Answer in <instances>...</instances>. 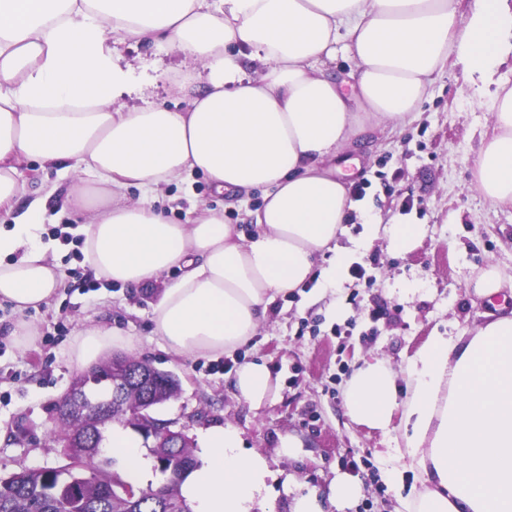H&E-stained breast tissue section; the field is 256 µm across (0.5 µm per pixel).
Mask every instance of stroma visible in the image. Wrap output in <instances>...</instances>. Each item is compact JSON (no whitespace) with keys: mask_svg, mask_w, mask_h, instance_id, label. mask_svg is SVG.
<instances>
[{"mask_svg":"<svg viewBox=\"0 0 512 512\" xmlns=\"http://www.w3.org/2000/svg\"><path fill=\"white\" fill-rule=\"evenodd\" d=\"M115 48L148 76L181 62L175 53L132 41ZM502 84L512 87L511 53L488 79L449 62L416 121L377 128L351 182L363 190L361 207L380 223L378 237L368 241L366 224L355 218L337 239L350 248L349 263L364 266L365 277L345 269L335 285L314 280L277 295L257 335L219 367L208 357L174 355L153 336L156 288L115 285L84 265L62 235L76 228L65 204L70 178L27 162L22 174L30 194L50 196L44 237L53 241L52 255L68 276L50 303L26 312L37 331L33 344L15 343L9 334L15 316L0 307V476L63 464L57 406L81 372L70 353L76 331L94 324L127 331L136 343L133 358L177 376V395L154 409L155 418L193 443L200 429L232 426L244 453L267 460L274 512H291L302 494L327 498L341 475L360 489L345 512H403L425 483L423 474L403 466L404 421L395 418L384 433L355 424L346 413L347 387L359 365L382 358L396 372L398 388H405L410 360L428 337L481 325L497 304L512 310V297L490 301L475 291L489 266L512 277V207L491 202L472 184ZM261 203L258 191L243 204L222 198L196 175L168 185L158 205L175 223L190 207L220 208L226 223L248 235L251 213ZM394 224L418 225L410 250L391 246ZM250 361L266 363L272 375L258 407L235 389L237 369ZM286 442L292 447L287 456L281 451Z\"/></svg>","mask_w":512,"mask_h":512,"instance_id":"35a3bbf8","label":"stroma"}]
</instances>
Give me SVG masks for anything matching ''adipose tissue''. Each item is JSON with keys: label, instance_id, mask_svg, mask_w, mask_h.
I'll use <instances>...</instances> for the list:
<instances>
[{"label": "adipose tissue", "instance_id": "ef3b65f1", "mask_svg": "<svg viewBox=\"0 0 512 512\" xmlns=\"http://www.w3.org/2000/svg\"><path fill=\"white\" fill-rule=\"evenodd\" d=\"M508 33L512 0H473L466 14L460 0H0V303L18 316L12 336L33 343L23 315L64 281L25 162L71 172L85 262L112 283L157 286L153 334L168 350L221 355L257 334L274 295L316 275L335 281L345 252L326 269L316 262L352 208L337 157L377 127L415 119L449 60L491 72ZM127 39L181 56V70L157 78L180 84L187 109L124 103L147 88L114 58L113 42ZM339 58L350 67L338 75ZM491 117L473 184L512 206L511 87ZM196 173L220 195L263 190L250 237L206 206L182 223L156 209L164 186ZM133 347L123 331L87 326L72 357L88 368ZM270 378L265 363L243 364L237 392L261 405ZM346 408L372 430L402 415L406 465L427 481L413 512H512V314L429 337L402 399L386 361L365 362ZM202 443L180 488L192 512H259L266 459L243 454L228 425L204 430ZM103 448L126 482L152 481L129 430L113 426Z\"/></svg>", "mask_w": 512, "mask_h": 512}]
</instances>
